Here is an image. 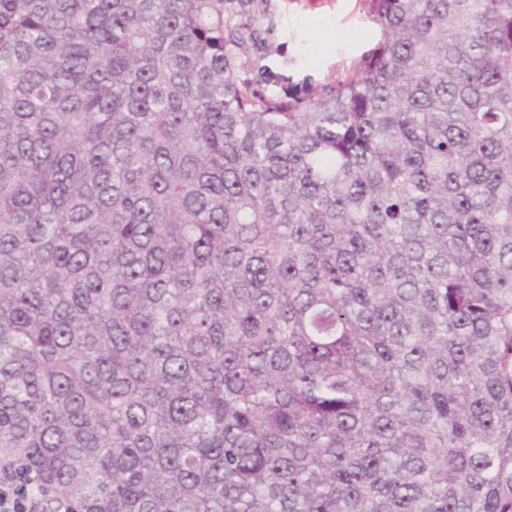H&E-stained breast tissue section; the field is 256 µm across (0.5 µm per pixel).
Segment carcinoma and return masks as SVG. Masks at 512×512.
<instances>
[{
  "mask_svg": "<svg viewBox=\"0 0 512 512\" xmlns=\"http://www.w3.org/2000/svg\"><path fill=\"white\" fill-rule=\"evenodd\" d=\"M0 0V466L77 512H512V0ZM268 9L240 72L259 94L322 88L379 39L365 0H269Z\"/></svg>",
  "mask_w": 512,
  "mask_h": 512,
  "instance_id": "1",
  "label": "carcinoma"
}]
</instances>
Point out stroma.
Segmentation results:
<instances>
[{
    "mask_svg": "<svg viewBox=\"0 0 512 512\" xmlns=\"http://www.w3.org/2000/svg\"><path fill=\"white\" fill-rule=\"evenodd\" d=\"M268 9L240 72L260 94L323 87L379 39L366 0H269Z\"/></svg>",
    "mask_w": 512,
    "mask_h": 512,
    "instance_id": "obj_1",
    "label": "stroma"
}]
</instances>
